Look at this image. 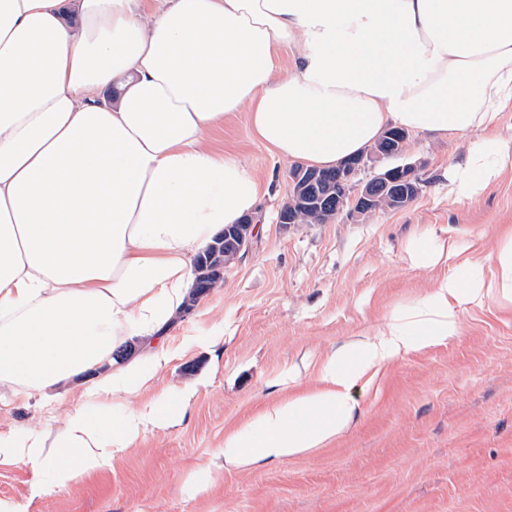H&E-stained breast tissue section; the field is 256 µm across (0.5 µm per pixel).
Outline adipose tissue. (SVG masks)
<instances>
[{"mask_svg":"<svg viewBox=\"0 0 512 512\" xmlns=\"http://www.w3.org/2000/svg\"><path fill=\"white\" fill-rule=\"evenodd\" d=\"M62 2L0 0V404L45 405L39 427L0 431V464L29 466L35 496L111 469L196 395L112 411L170 361L157 336L195 256L260 207V180L213 129L244 109L277 155L332 168L390 127L462 136L512 112V0H74V26ZM510 167L512 140L491 141L449 166V190L473 200ZM489 270H455L409 322L330 354L313 389L225 435V462L329 443L358 382L454 338L464 307L512 302V234ZM133 338L145 355L115 366Z\"/></svg>","mask_w":512,"mask_h":512,"instance_id":"ef3b65f1","label":"adipose tissue"}]
</instances>
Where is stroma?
Wrapping results in <instances>:
<instances>
[{
  "label": "stroma",
  "instance_id": "1",
  "mask_svg": "<svg viewBox=\"0 0 512 512\" xmlns=\"http://www.w3.org/2000/svg\"><path fill=\"white\" fill-rule=\"evenodd\" d=\"M409 134L400 163H419L408 205L323 224H281L293 161L270 150L239 112L210 144L240 157L269 192L259 233L222 288L171 327L153 388L195 387L183 416L146 431L109 471L40 497L24 464L0 465V500L25 512H512V304L460 314L449 342L410 352L357 383L348 426L321 448L249 466L224 465L226 432L263 406L310 389L332 351L374 335L422 302L452 268L485 261L512 231V169L463 203L444 167L498 137ZM453 247L447 263L422 256ZM212 470L208 491L191 475Z\"/></svg>",
  "mask_w": 512,
  "mask_h": 512
}]
</instances>
